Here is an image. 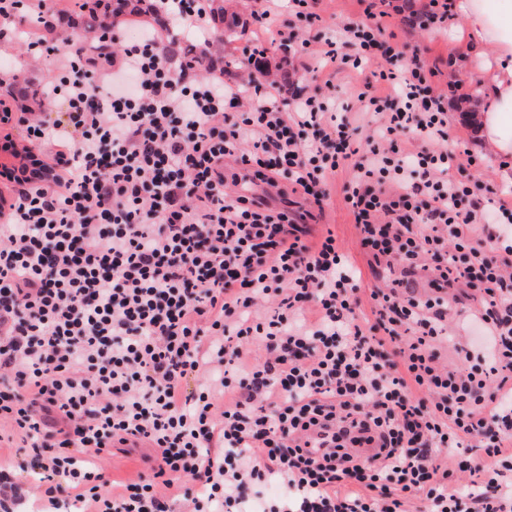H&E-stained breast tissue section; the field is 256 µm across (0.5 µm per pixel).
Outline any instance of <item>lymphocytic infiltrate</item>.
Wrapping results in <instances>:
<instances>
[{"label":"lymphocytic infiltrate","mask_w":512,"mask_h":512,"mask_svg":"<svg viewBox=\"0 0 512 512\" xmlns=\"http://www.w3.org/2000/svg\"><path fill=\"white\" fill-rule=\"evenodd\" d=\"M213 2L154 7L205 42ZM358 2L335 39L317 0L254 15L313 59L287 86L260 37L236 85L152 32L91 55L25 39L22 65L56 59L61 109L17 119L0 100L28 153L0 203V423L20 439L0 495L31 471L49 507L84 512H246L272 482L259 512H512V190L477 198L435 68ZM334 65L360 82L336 87ZM347 165L368 285L311 224ZM417 274L426 295L404 289ZM459 285L480 305L452 323ZM475 327L483 342L444 364ZM142 443L150 469L113 485L102 458Z\"/></svg>","instance_id":"1"}]
</instances>
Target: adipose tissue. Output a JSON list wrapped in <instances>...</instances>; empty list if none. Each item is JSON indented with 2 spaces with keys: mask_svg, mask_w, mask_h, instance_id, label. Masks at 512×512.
<instances>
[{
  "mask_svg": "<svg viewBox=\"0 0 512 512\" xmlns=\"http://www.w3.org/2000/svg\"><path fill=\"white\" fill-rule=\"evenodd\" d=\"M454 9L468 36L492 51L494 75L475 126L501 164V179L512 183V0H456Z\"/></svg>",
  "mask_w": 512,
  "mask_h": 512,
  "instance_id": "1",
  "label": "adipose tissue"
}]
</instances>
